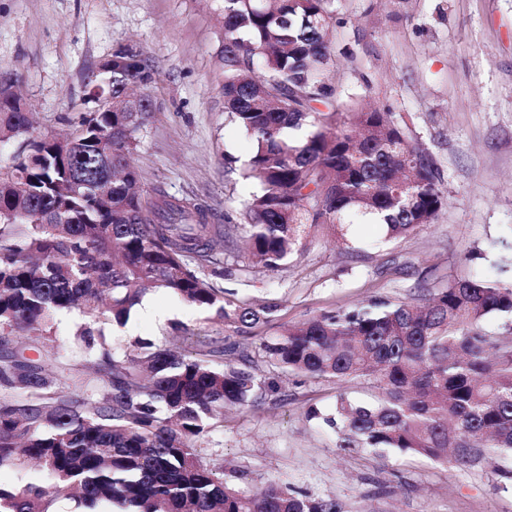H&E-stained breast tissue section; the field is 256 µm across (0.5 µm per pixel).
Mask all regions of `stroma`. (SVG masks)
<instances>
[{
  "label": "stroma",
  "instance_id": "1",
  "mask_svg": "<svg viewBox=\"0 0 512 512\" xmlns=\"http://www.w3.org/2000/svg\"><path fill=\"white\" fill-rule=\"evenodd\" d=\"M369 4L335 0L343 24L331 39L350 55L333 79L407 123L433 160L447 204L396 242H383L374 224L354 228L351 248L317 232L275 270L255 265L244 244L250 186L240 173L249 149L224 114V0H0V83H12L37 132L63 137L97 110L91 75L118 48L132 47L154 68L145 90L153 113L131 155L143 193L160 189L210 208L224 227L217 285L225 301L274 312L242 333L156 291L109 334L123 349L138 339L162 342L177 326L184 354L223 339L249 356L261 390L208 434L210 461L227 483L285 485L334 499L345 512H512V485L498 475L512 469V451L464 467L339 447L325 422L337 395L371 400L375 384L312 380L263 358L262 342L324 310L419 299L471 275L512 282V0H409L401 18ZM471 251L478 259L465 261ZM147 304L156 316H144ZM311 407L319 418L307 419Z\"/></svg>",
  "mask_w": 512,
  "mask_h": 512
}]
</instances>
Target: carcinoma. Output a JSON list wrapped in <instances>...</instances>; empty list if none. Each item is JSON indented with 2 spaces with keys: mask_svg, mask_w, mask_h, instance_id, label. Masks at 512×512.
<instances>
[{
  "mask_svg": "<svg viewBox=\"0 0 512 512\" xmlns=\"http://www.w3.org/2000/svg\"><path fill=\"white\" fill-rule=\"evenodd\" d=\"M334 0H224V112L250 141L242 177L252 258L275 270L312 228L346 237L381 226L396 241L446 204L430 155L385 107L366 108L329 79L347 52ZM91 83L112 108L90 113L73 137L33 136L26 112L0 109V143L26 136L0 168V472L36 467L22 486L0 484V512H51L70 490L87 512H345L334 499L270 485L224 484L206 461L209 425L228 405L254 401L256 378L234 347L195 355L136 340L118 356L108 327L123 326L150 290H164L246 332L266 306L224 302V228L163 191L144 203L128 156L153 103L129 93L155 71L128 48ZM210 270L198 274L189 262ZM77 310L74 339L93 358L69 368L19 346L55 348L56 317ZM512 314V284L454 279L418 301L374 298L288 326L264 344L290 373L342 382L372 377L376 402L341 394L324 421L341 448H393L476 466L485 449L512 450V339L482 321Z\"/></svg>",
  "mask_w": 512,
  "mask_h": 512,
  "instance_id": "cac0c4a2",
  "label": "carcinoma"
}]
</instances>
